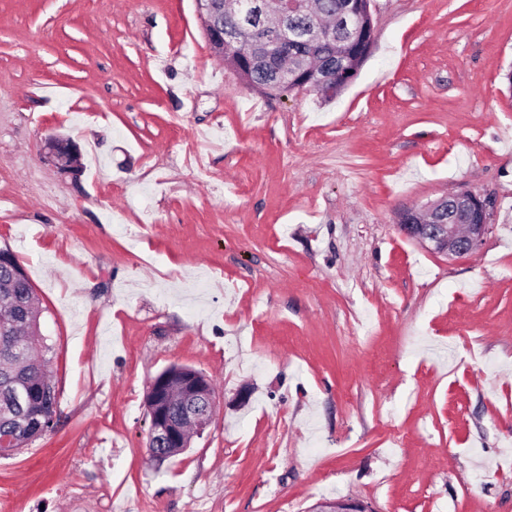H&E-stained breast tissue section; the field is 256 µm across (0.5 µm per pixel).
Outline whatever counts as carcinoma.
I'll return each instance as SVG.
<instances>
[{
  "instance_id": "obj_1",
  "label": "carcinoma",
  "mask_w": 512,
  "mask_h": 512,
  "mask_svg": "<svg viewBox=\"0 0 512 512\" xmlns=\"http://www.w3.org/2000/svg\"><path fill=\"white\" fill-rule=\"evenodd\" d=\"M322 19L336 23V42L288 48V80L278 75L281 61L269 64L264 51L245 40L226 59L238 77L271 97L315 90L331 98L356 76L375 40L369 0H305ZM0 436L12 434L24 448L55 425L58 398L47 375L50 346L41 334L38 298L18 262L0 266Z\"/></svg>"
}]
</instances>
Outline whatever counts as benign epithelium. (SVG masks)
Wrapping results in <instances>:
<instances>
[{"instance_id":"7a95c632","label":"benign epithelium","mask_w":512,"mask_h":512,"mask_svg":"<svg viewBox=\"0 0 512 512\" xmlns=\"http://www.w3.org/2000/svg\"><path fill=\"white\" fill-rule=\"evenodd\" d=\"M299 0H195L198 17L212 51L224 57V50L233 48L242 35L239 28H224V11L249 21L248 32L254 41L265 48L285 52L294 31L288 28V12L298 7ZM331 30L316 22L308 23L302 36L310 41L330 37ZM45 155L50 162H66L77 158L79 149L72 139L53 136L45 142ZM455 199L453 223L441 218L448 208V197ZM443 195L423 205L433 216L425 221L412 211L398 216L402 233L416 240L431 251L448 257H461L474 253L481 246L491 227L492 201L468 190ZM154 395L145 403L149 418L148 447L188 448L191 443L184 438L190 426L195 435H202L210 426L215 410V389L211 379L192 367L178 365L166 368L155 375L147 386ZM178 395V414L168 412L171 394ZM309 512H373L368 504L350 498H323Z\"/></svg>"}]
</instances>
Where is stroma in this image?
I'll return each instance as SVG.
<instances>
[{
	"label": "stroma",
	"instance_id": "stroma-1",
	"mask_svg": "<svg viewBox=\"0 0 512 512\" xmlns=\"http://www.w3.org/2000/svg\"><path fill=\"white\" fill-rule=\"evenodd\" d=\"M370 11L327 102L244 86L195 0H0V249L58 393L54 430L0 459V503L512 512V0ZM55 133L80 173L46 160ZM460 187L496 201L477 252L399 232ZM173 364L216 407L158 462L144 400ZM367 503L350 498H323L317 501L309 512H373Z\"/></svg>",
	"mask_w": 512,
	"mask_h": 512
}]
</instances>
